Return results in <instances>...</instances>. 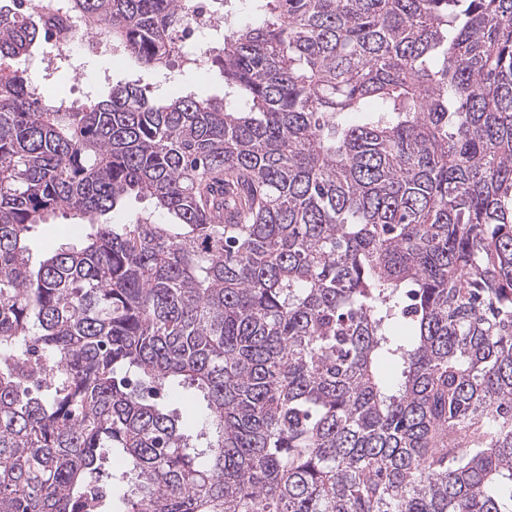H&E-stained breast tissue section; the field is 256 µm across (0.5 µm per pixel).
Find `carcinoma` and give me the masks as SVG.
I'll use <instances>...</instances> for the list:
<instances>
[{
    "label": "carcinoma",
    "mask_w": 512,
    "mask_h": 512,
    "mask_svg": "<svg viewBox=\"0 0 512 512\" xmlns=\"http://www.w3.org/2000/svg\"><path fill=\"white\" fill-rule=\"evenodd\" d=\"M256 2L74 108L0 9V512H512V0ZM69 7L163 73L191 4ZM187 27L177 34L180 45L178 54L181 65L192 71L175 67L168 71L167 81L161 91L165 95H179L184 89L191 88L201 96L222 95L224 79L218 72H212L208 77H199L209 67L206 61V51L213 43L209 41V33L216 28H224V11H217L213 0H195ZM197 73V74H195ZM79 234L80 230L75 225L62 218H55L50 224L42 225L30 242L32 261L37 263L41 260L48 246L56 247L62 243L76 242Z\"/></svg>",
    "instance_id": "1"
}]
</instances>
